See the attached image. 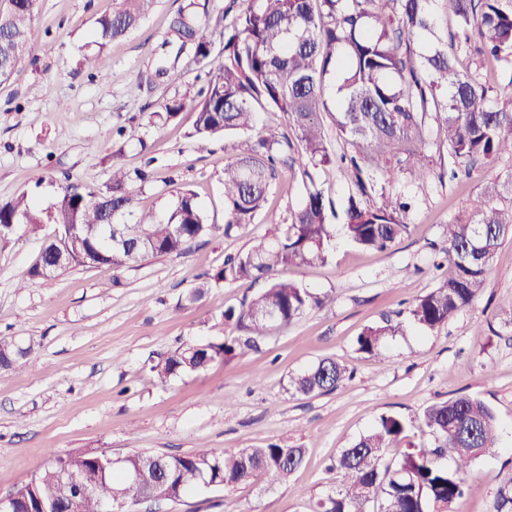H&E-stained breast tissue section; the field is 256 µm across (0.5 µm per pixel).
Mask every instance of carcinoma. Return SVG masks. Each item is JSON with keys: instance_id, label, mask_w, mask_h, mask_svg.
Wrapping results in <instances>:
<instances>
[{"instance_id": "carcinoma-1", "label": "carcinoma", "mask_w": 512, "mask_h": 512, "mask_svg": "<svg viewBox=\"0 0 512 512\" xmlns=\"http://www.w3.org/2000/svg\"><path fill=\"white\" fill-rule=\"evenodd\" d=\"M0 12V81L24 67L33 48L35 0H6ZM243 8L224 29L223 47L212 56L213 30L195 11L197 3L180 7L162 48L179 58L190 51L206 68V84L191 98L164 104V120L188 108L195 114L192 136L199 144L219 134L246 132L250 148L224 166V234L250 223L263 208L276 176V164L311 170L337 166L352 182L341 228L330 222L325 196L315 182L272 235L227 260L212 275L216 281L269 280L266 288L240 308L224 310V324L239 335L205 344H187L151 368L160 385L198 373L214 362L229 363L258 346L275 328H285L307 310L334 301L316 296L296 281L274 280L279 269L325 262L336 231L354 247L385 251L410 231L411 205L385 187L377 175L398 169L417 183L431 175L427 161L426 118L434 116L437 133L458 165L512 156V79L499 89L496 104H486V89L458 67L457 44L478 45L480 63L512 69V0H448L457 31L446 40L435 32L433 0H242ZM155 0H117L115 10L97 20L96 34L105 45L130 34L151 11ZM420 50L414 51L411 42ZM286 114L298 147L292 160L282 157L291 146L258 124L255 107ZM328 114L336 135L353 151L336 155L322 124ZM146 174L112 164L106 190L66 182L48 214L62 225L49 247L65 250L68 234H79L88 250L101 253L105 265L131 267L149 256L180 255L188 243L211 230L190 190L166 218L136 210L134 184ZM135 217L121 224L123 214ZM112 223V236L93 232ZM42 218L24 197L0 203V232L26 226L37 233ZM512 239V177L485 185L484 202L464 220L446 225L444 250L450 272L436 288L417 298L411 321L433 332L471 306L485 286L498 249ZM405 326L389 319L364 328L356 351L379 357L384 339L402 336ZM32 344L20 347L0 337V366L31 365ZM351 378L347 367L323 359L289 380L294 395L312 396L334 390ZM432 438L385 462L384 449L401 440L408 422L397 415L379 416L372 427L336 457L340 480L336 490L311 504L312 512H448L461 503L474 463L496 440L493 409L469 395L427 407L415 418ZM305 449L279 443L226 450L202 448L181 456L132 452L129 470L147 476L145 487L162 501L176 502L202 482L225 488L262 477L272 486L297 469ZM451 456L453 466L439 464ZM105 450L55 455L30 482L15 491L19 512H58L72 478L90 495L78 512H100L96 494L108 488L128 504H136L140 487L123 472L106 469Z\"/></svg>"}]
</instances>
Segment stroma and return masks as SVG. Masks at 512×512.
<instances>
[{"label": "stroma", "instance_id": "obj_1", "mask_svg": "<svg viewBox=\"0 0 512 512\" xmlns=\"http://www.w3.org/2000/svg\"><path fill=\"white\" fill-rule=\"evenodd\" d=\"M185 0H158L125 39L100 45L96 20L115 0H36L32 60L0 83V202L26 196L45 214L65 181L106 189L113 163L145 169L138 207L167 216L180 193L192 191L214 231L186 253L148 258L112 270L71 268L28 279L55 224L0 238V336L33 343L37 367L0 370V496L27 484L52 455L98 449L115 455H184L199 448H251L280 442L306 450L285 480L255 479L227 489L201 488L177 502H146L138 512H309L337 485L334 460L377 417L411 419L429 405L471 395L494 410L498 449L476 461L459 512H498L499 490L512 485V240L505 241L476 301L434 332L409 325L412 302L447 278L441 267L445 228L468 217L493 177L512 174V156L478 163L450 178L448 147L430 138L433 176L413 185L398 171L379 176L387 191L413 197L411 229L391 249L365 251L336 237L324 263L292 267L285 278L334 301L313 308L265 337L257 350L230 363L151 382L150 368L188 343L230 335L225 308L250 301L265 281L211 283L204 296L186 295L227 257L287 222L315 181L336 209L351 192L332 168L311 177L279 169L268 201L252 223L224 234V166L250 146L243 133L199 146L194 114L157 117L165 102L195 96L206 81L193 54H182L153 85L169 20ZM54 48L40 49L46 40ZM104 57L109 85L100 89L95 60ZM407 322L405 335L374 359L356 338L384 317ZM332 358L352 377L316 396L289 392L292 376Z\"/></svg>", "mask_w": 512, "mask_h": 512}]
</instances>
